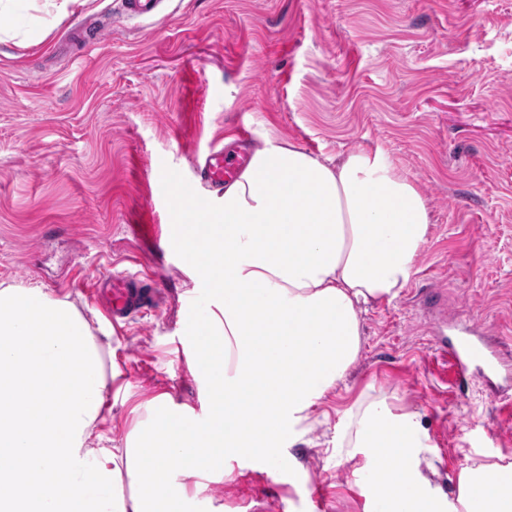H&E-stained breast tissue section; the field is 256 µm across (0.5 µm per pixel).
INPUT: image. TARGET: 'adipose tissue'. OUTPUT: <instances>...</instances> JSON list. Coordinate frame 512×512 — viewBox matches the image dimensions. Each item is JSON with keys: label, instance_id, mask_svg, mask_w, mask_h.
<instances>
[{"label": "adipose tissue", "instance_id": "obj_1", "mask_svg": "<svg viewBox=\"0 0 512 512\" xmlns=\"http://www.w3.org/2000/svg\"><path fill=\"white\" fill-rule=\"evenodd\" d=\"M174 206L184 259L215 306L184 322L206 419L162 409L121 453L93 454L108 383L88 322L42 289L2 287L0 512H189L172 461L189 476L231 458L283 467L284 445L345 384L361 312L408 287L432 224L382 149L318 158L268 135L218 200L180 191ZM343 419L336 451L369 476L381 512H512V463L465 466L449 495L420 468L429 435L417 412L365 397Z\"/></svg>", "mask_w": 512, "mask_h": 512}]
</instances>
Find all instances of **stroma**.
Returning a JSON list of instances; mask_svg holds the SVG:
<instances>
[{
	"label": "stroma",
	"instance_id": "35a3bbf8",
	"mask_svg": "<svg viewBox=\"0 0 512 512\" xmlns=\"http://www.w3.org/2000/svg\"><path fill=\"white\" fill-rule=\"evenodd\" d=\"M121 0H0V285L37 287L89 323L110 374L88 445L124 447L152 408L206 415V380L183 332L210 300L167 242L166 182L204 197L211 146L293 140L314 156L384 149L433 224L417 273L362 313L345 386L314 407L302 443L269 472L236 462L186 479L191 512H374L375 496L329 442L358 399L420 414L433 477L512 463V0H161L120 20ZM87 20L104 23L81 46ZM154 278L155 308L114 325L94 276ZM471 319L507 373L450 385L433 321Z\"/></svg>",
	"mask_w": 512,
	"mask_h": 512
}]
</instances>
